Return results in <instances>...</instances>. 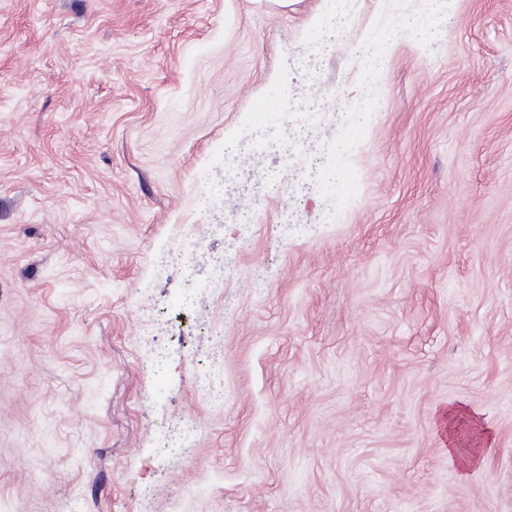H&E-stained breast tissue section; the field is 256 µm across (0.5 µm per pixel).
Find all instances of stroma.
<instances>
[{"instance_id": "1", "label": "stroma", "mask_w": 512, "mask_h": 512, "mask_svg": "<svg viewBox=\"0 0 512 512\" xmlns=\"http://www.w3.org/2000/svg\"><path fill=\"white\" fill-rule=\"evenodd\" d=\"M327 8L0 0L10 512H512V0Z\"/></svg>"}]
</instances>
